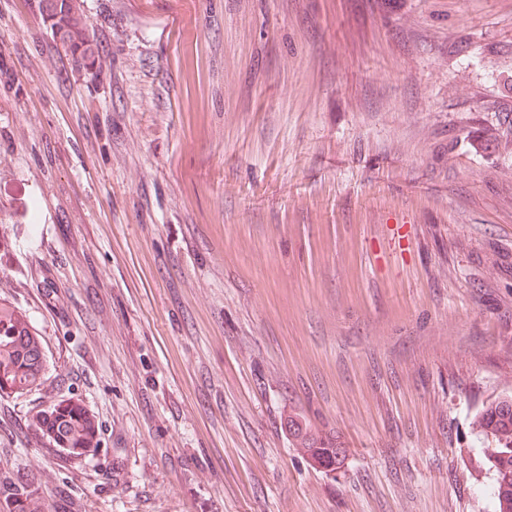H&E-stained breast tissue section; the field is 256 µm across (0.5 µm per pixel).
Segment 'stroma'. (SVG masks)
<instances>
[{
	"label": "stroma",
	"instance_id": "35a3bbf8",
	"mask_svg": "<svg viewBox=\"0 0 512 512\" xmlns=\"http://www.w3.org/2000/svg\"><path fill=\"white\" fill-rule=\"evenodd\" d=\"M0 0V398L28 512H488L512 391V0ZM81 400L95 452L36 413ZM297 414L349 454L313 468ZM83 0H57L55 8L49 13L39 9L46 29L56 41L69 65L73 69L93 71L96 75L102 71L103 60L99 45L89 34V20L85 14ZM48 364L42 337L11 305L0 302V397L32 389ZM473 424L488 441L482 451L494 478L483 492L490 512H512V392L483 406Z\"/></svg>",
	"mask_w": 512,
	"mask_h": 512
}]
</instances>
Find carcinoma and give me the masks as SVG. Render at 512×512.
<instances>
[{
    "label": "carcinoma",
    "instance_id": "1",
    "mask_svg": "<svg viewBox=\"0 0 512 512\" xmlns=\"http://www.w3.org/2000/svg\"><path fill=\"white\" fill-rule=\"evenodd\" d=\"M40 16L72 68L101 73L103 60L99 45L89 34L83 0H55L53 11H42ZM47 368L42 337L11 305L0 302V396L23 394L39 383ZM36 426L53 447L74 457L91 451L98 435L92 415L70 400L40 411ZM474 427L488 439L483 454L494 478L484 494L490 512H512V392L483 406L474 417ZM288 430L313 465L327 471L343 466L348 449L328 437L314 436L298 416H288ZM41 487V479L35 475L1 472L0 512H26Z\"/></svg>",
    "mask_w": 512,
    "mask_h": 512
}]
</instances>
